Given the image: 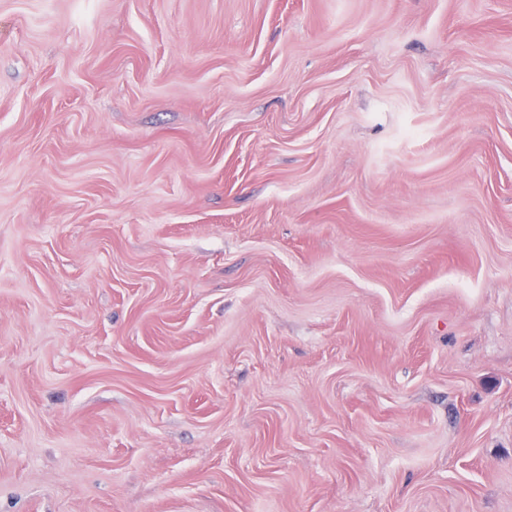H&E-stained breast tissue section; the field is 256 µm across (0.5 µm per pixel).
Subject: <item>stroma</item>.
<instances>
[{
  "label": "stroma",
  "instance_id": "obj_1",
  "mask_svg": "<svg viewBox=\"0 0 512 512\" xmlns=\"http://www.w3.org/2000/svg\"><path fill=\"white\" fill-rule=\"evenodd\" d=\"M0 512H512V0H0Z\"/></svg>",
  "mask_w": 512,
  "mask_h": 512
}]
</instances>
